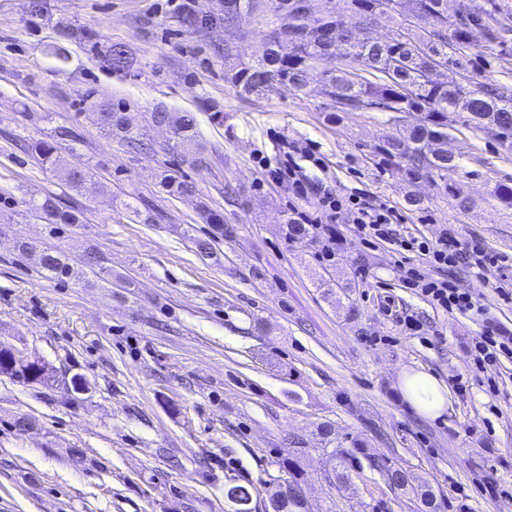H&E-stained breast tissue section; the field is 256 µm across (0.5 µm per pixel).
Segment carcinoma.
I'll return each instance as SVG.
<instances>
[{"label": "carcinoma", "instance_id": "cac0c4a2", "mask_svg": "<svg viewBox=\"0 0 512 512\" xmlns=\"http://www.w3.org/2000/svg\"><path fill=\"white\" fill-rule=\"evenodd\" d=\"M269 9L284 12L295 24H268L259 50L244 63L224 54V81L244 95L262 96L274 89L299 91L304 88L311 71L327 57H335L340 65L323 72V93L331 99L338 112H418L421 119L406 129L402 137L390 136L377 148L385 163L396 166L408 181L423 176H441L458 167L448 158V119L452 114H468L467 122L474 129L490 134L501 146L512 150V93L481 83L471 86L458 80L468 70L472 28L482 26L493 38L500 31L491 27L496 11L495 0H460L453 21H448V0H347L338 11H326L313 23L307 14L312 7L305 0H224V27L234 26L243 11L262 12ZM396 12L401 17L398 28L374 43L358 41L348 32L341 41L329 35L338 22L348 19L354 25H368L378 14ZM82 35L90 50L98 48L100 35L78 31L68 25L58 31L59 43L52 54L62 63L68 60L63 43ZM110 65L116 71L129 68L126 51L117 45L110 50ZM103 130L121 142L141 145L143 129L128 123L126 108L110 101L90 103ZM153 125L162 124L171 133L173 148L181 162H202L201 145L197 139V120L191 112H172L161 107L151 113ZM29 150L54 166L57 179L72 189L81 188L89 177L86 167H57L53 160L56 146L34 142ZM161 184L168 195L182 198L196 193L193 182L173 166L165 171ZM29 207L38 212L47 224H78L80 217L60 207L55 196L48 194ZM202 218L214 228L205 237H189L201 255L212 254L215 235H224V216L206 205L200 209ZM288 236L297 242L311 240L313 231L304 224L287 221ZM46 277L56 280L78 279L80 272L74 262L61 252L44 254L40 262ZM0 375L26 386L48 387L55 382L53 368L36 362L19 365L6 352H0ZM282 462L283 477L268 492L266 512H306L304 498L289 496L302 483V472L295 455ZM334 465L329 481L347 483L356 468V453L338 448L333 453ZM385 475L390 489L411 500L415 512H440L441 504L434 490L417 482V477L400 465H386ZM236 512H251L252 493L241 485L233 486Z\"/></svg>", "mask_w": 512, "mask_h": 512}]
</instances>
